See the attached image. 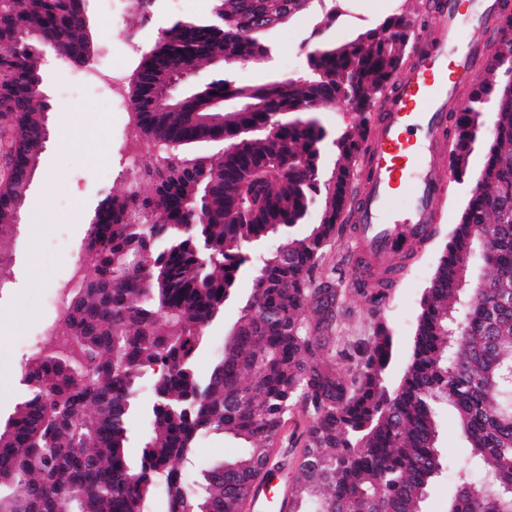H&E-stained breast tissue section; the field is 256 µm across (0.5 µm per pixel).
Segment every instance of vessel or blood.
Listing matches in <instances>:
<instances>
[{
    "label": "vessel or blood",
    "mask_w": 512,
    "mask_h": 512,
    "mask_svg": "<svg viewBox=\"0 0 512 512\" xmlns=\"http://www.w3.org/2000/svg\"><path fill=\"white\" fill-rule=\"evenodd\" d=\"M503 0H432L435 28L443 36L421 43L411 62L394 82L384 112L370 127L369 169L347 216L366 256V264L351 263L355 279L367 287H392L391 276L371 278L368 266L389 267L407 259L438 222L439 202L447 185L436 169L444 152L448 110H463L457 87L463 76L481 64L483 41L503 40L506 25ZM469 26L475 36L461 43L458 33ZM274 475H267L251 498L249 512H287L288 488L280 486L270 498Z\"/></svg>",
    "instance_id": "1"
}]
</instances>
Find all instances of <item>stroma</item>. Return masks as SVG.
<instances>
[{
	"label": "stroma",
	"instance_id": "35a3bbf8",
	"mask_svg": "<svg viewBox=\"0 0 512 512\" xmlns=\"http://www.w3.org/2000/svg\"><path fill=\"white\" fill-rule=\"evenodd\" d=\"M338 3L342 14L335 27L324 31V39L330 44H342L394 14L405 15L412 37L430 32L427 0ZM87 8L97 44L94 55L83 67L53 62L43 76L48 139L30 186L20 229L10 245L15 286L0 296V363L12 366L17 374L38 352L44 327L58 316L54 295L59 284L71 276L72 255L83 252L87 214L93 211L104 190L116 195L125 190L129 178L126 159L130 152L139 151L151 158L156 155L152 141L136 127L131 111H113L98 88L67 89L62 85L68 72L79 74L86 68L113 66L123 70L127 84L122 94L130 96L129 81L142 59V49L156 38L155 28L149 27L142 30L140 45L118 39V31L135 22L125 0H87ZM319 21L318 12L309 11L266 34L263 41L272 48L269 58L234 67V82L258 86L273 76L285 79L302 75L312 48L309 36ZM107 144L112 147V160L106 170L100 165V155ZM484 160V147L475 145L467 169L468 182L451 183V195L440 205L442 236L431 240L411 258L381 305L369 301L344 265V255L352 247L347 232H336L328 242L311 285L319 288L329 279L335 283L339 297L331 351L337 354L336 367L346 378L358 376L361 362L353 355L340 358V351L352 353L364 347L373 338L378 324L383 323L393 336L388 380L393 385L399 382L412 353L421 297L443 248L444 235L457 224L458 209L470 189L469 182L479 176ZM252 287L250 274L239 275L235 300L225 303L221 318L209 330V346L202 348L195 359L198 376L209 374L214 356Z\"/></svg>",
	"mask_w": 512,
	"mask_h": 512
}]
</instances>
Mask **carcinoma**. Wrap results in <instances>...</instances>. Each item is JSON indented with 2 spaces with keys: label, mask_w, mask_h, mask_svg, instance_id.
<instances>
[{
  "label": "carcinoma",
  "mask_w": 512,
  "mask_h": 512,
  "mask_svg": "<svg viewBox=\"0 0 512 512\" xmlns=\"http://www.w3.org/2000/svg\"><path fill=\"white\" fill-rule=\"evenodd\" d=\"M140 30L158 0H129ZM314 0H209L202 17L174 18L143 51L132 96L136 124L164 153L121 196L103 193L83 253L94 275L74 289L72 309L52 324L68 347L48 344L22 372L23 400L0 426V512H145L163 493L166 512H243L265 468L288 467L271 449L296 403L306 430L291 495L310 512H422L443 470L440 417L448 411L470 454L458 464L448 512H512V77L503 54H488L453 123L452 154L467 172L484 104L494 101L480 185L466 196L421 299L403 379L389 390L392 336L380 327L347 381L323 356L336 294L309 282L332 238L360 157V139L333 140L306 106L343 100L363 115L402 69L404 15L341 45L308 53L296 79L238 87L235 65L262 60L266 31L308 11ZM268 30H262L263 26ZM72 63L95 51L86 0H0V130L16 176L0 188V292L12 287L4 244L18 230L44 150L43 46ZM209 78L180 77L201 66ZM260 132L225 139L226 105ZM336 147L324 165L327 142ZM208 144L212 150L189 155ZM317 224L248 265L247 249L285 227ZM253 289L203 379L195 357L234 293L240 272ZM313 307L315 334L303 325ZM151 377L152 436L130 459L127 420ZM220 434L243 445L202 470L184 467L200 440ZM495 480L494 492L473 473Z\"/></svg>",
  "instance_id": "obj_1"
}]
</instances>
